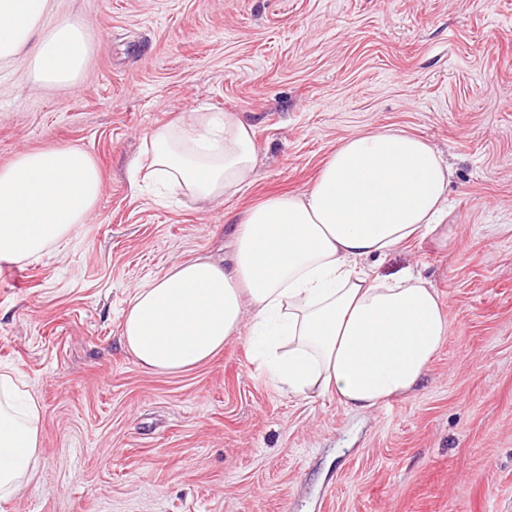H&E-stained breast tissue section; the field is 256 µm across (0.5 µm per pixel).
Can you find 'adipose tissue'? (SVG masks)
Instances as JSON below:
<instances>
[{
    "label": "adipose tissue",
    "instance_id": "ef3b65f1",
    "mask_svg": "<svg viewBox=\"0 0 512 512\" xmlns=\"http://www.w3.org/2000/svg\"><path fill=\"white\" fill-rule=\"evenodd\" d=\"M49 0H0V59L34 45L46 84H75L90 53L84 26L59 21L39 36ZM252 126L235 112L164 126L135 170L206 205L242 191L255 166ZM452 170L422 137L379 128L344 138L312 187L243 212L225 267L200 257L135 288L122 343L144 367L182 371L206 361L251 319L262 376L304 398L334 393L367 412L412 391L448 337L438 295L421 274L371 277L362 262L410 241L447 243ZM101 193L79 148L19 154L0 166V259L39 258L86 223ZM0 370V500L18 493L40 455L41 407L17 401Z\"/></svg>",
    "mask_w": 512,
    "mask_h": 512
}]
</instances>
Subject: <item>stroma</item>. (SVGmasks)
<instances>
[{
    "label": "stroma",
    "instance_id": "35a3bbf8",
    "mask_svg": "<svg viewBox=\"0 0 512 512\" xmlns=\"http://www.w3.org/2000/svg\"><path fill=\"white\" fill-rule=\"evenodd\" d=\"M85 25L76 87L0 60V166L92 155L87 223L0 268V367L42 406L41 455L0 512H512V0H50ZM232 111L254 129L241 194L200 207L134 181L154 130ZM393 127L453 170L448 246L365 260L436 288L448 339L423 382L369 413L281 393L249 327L188 372L121 341L133 288L226 258L243 209L309 189L347 136Z\"/></svg>",
    "mask_w": 512,
    "mask_h": 512
}]
</instances>
